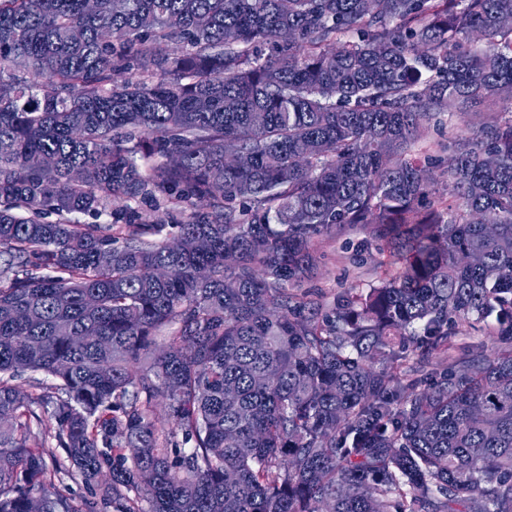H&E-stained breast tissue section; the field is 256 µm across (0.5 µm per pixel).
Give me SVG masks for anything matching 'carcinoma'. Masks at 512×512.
<instances>
[{
    "label": "carcinoma",
    "mask_w": 512,
    "mask_h": 512,
    "mask_svg": "<svg viewBox=\"0 0 512 512\" xmlns=\"http://www.w3.org/2000/svg\"><path fill=\"white\" fill-rule=\"evenodd\" d=\"M506 18L0 0V512H512V111L448 159L450 204L412 154L424 120L512 90ZM116 200L188 213L166 234ZM349 224L403 267L327 307L295 284ZM489 316L491 357L430 370ZM24 371L55 383L24 393Z\"/></svg>",
    "instance_id": "carcinoma-1"
}]
</instances>
